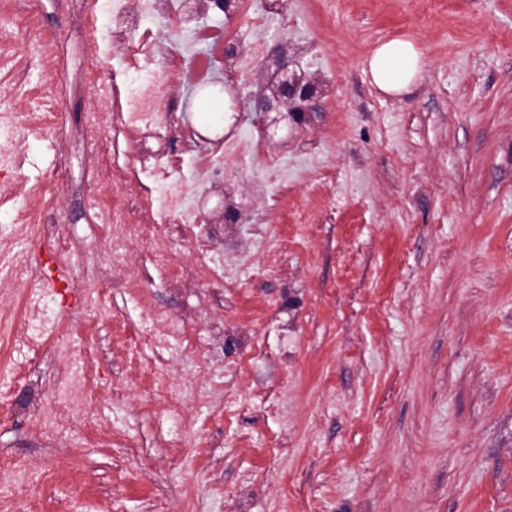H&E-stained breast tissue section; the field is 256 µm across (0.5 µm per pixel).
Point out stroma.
Instances as JSON below:
<instances>
[{
  "label": "stroma",
  "instance_id": "stroma-1",
  "mask_svg": "<svg viewBox=\"0 0 512 512\" xmlns=\"http://www.w3.org/2000/svg\"><path fill=\"white\" fill-rule=\"evenodd\" d=\"M32 4L55 62L16 54L0 111L44 93L59 119L18 127L0 226L56 174L68 279L94 288L108 242L74 190L96 178L77 142L90 60L60 0ZM281 21L323 94L278 169L225 160L243 218L224 242L194 229L223 280L55 307L90 397L52 431L12 409L57 380L53 336L26 380L0 351V486L36 473L34 512H512V0H287ZM395 37L424 62L401 95L364 71ZM201 101L161 95L209 134L262 121L216 126Z\"/></svg>",
  "mask_w": 512,
  "mask_h": 512
}]
</instances>
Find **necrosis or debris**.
<instances>
[{"label": "necrosis or debris", "instance_id": "4bbe7bcc", "mask_svg": "<svg viewBox=\"0 0 512 512\" xmlns=\"http://www.w3.org/2000/svg\"><path fill=\"white\" fill-rule=\"evenodd\" d=\"M218 10L216 0H112L113 55L121 68L107 77L98 65H90L81 87L91 99L82 136L95 148L102 180L93 209L99 223L113 228V266L124 263L129 241L150 238L157 225L205 223L198 203L205 193L223 192L220 165L225 156L273 160L260 133L239 141L203 139L178 113L159 112L163 86L182 81L194 89H206L213 83L218 62L227 65L238 86L249 85L255 66L265 56L264 45L252 43L248 52L229 57L225 50L238 40V28L200 27L189 21L190 16ZM157 13L165 17V33L137 34V20ZM0 46L37 48L44 61L55 57L54 43L33 23L15 24L13 15L0 14ZM23 118L34 128H50L56 122V104L46 96L27 115L0 114V171L18 163L15 130ZM173 142L186 146L189 162L169 151ZM41 197L29 208L23 225L0 238L2 284L22 282L29 258L18 244L26 238L55 241L57 260L67 259V249L59 240L55 205L59 195L53 177L45 178ZM49 301L48 293L28 290L23 318L0 323V343L17 348L29 332H44Z\"/></svg>", "mask_w": 512, "mask_h": 512}]
</instances>
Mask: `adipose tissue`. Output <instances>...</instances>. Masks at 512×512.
Returning <instances> with one entry per match:
<instances>
[{
	"label": "adipose tissue",
	"mask_w": 512,
	"mask_h": 512,
	"mask_svg": "<svg viewBox=\"0 0 512 512\" xmlns=\"http://www.w3.org/2000/svg\"><path fill=\"white\" fill-rule=\"evenodd\" d=\"M421 52L411 40L395 38L379 45L367 60L373 84L382 92L399 95L421 76Z\"/></svg>",
	"instance_id": "adipose-tissue-1"
}]
</instances>
